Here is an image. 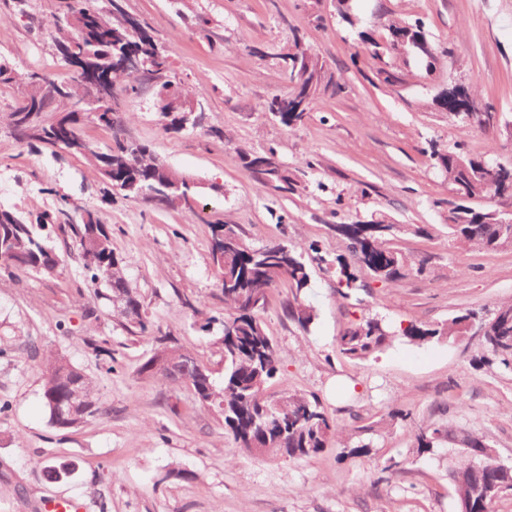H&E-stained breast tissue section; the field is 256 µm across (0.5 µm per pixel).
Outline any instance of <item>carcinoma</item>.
<instances>
[{
	"label": "carcinoma",
	"instance_id": "1",
	"mask_svg": "<svg viewBox=\"0 0 512 512\" xmlns=\"http://www.w3.org/2000/svg\"><path fill=\"white\" fill-rule=\"evenodd\" d=\"M112 15L107 18L86 7H78L64 0L53 17L50 30L57 56L70 68L67 80H57L45 70L19 73L0 62V85H16L21 98L10 119L23 111L24 125L18 129L20 140L32 149L52 148L87 160L98 172L103 183L114 194L131 200H150L168 209L178 206L176 194L197 198V184L173 171L150 146L128 142L117 135L121 129V115L117 106H107L94 113L95 120L112 131V147L101 153L81 134L84 116L72 110L74 100L85 94L84 83L94 79L105 85L119 84V91L138 93V75L124 73V64L133 56L148 60L143 73L155 82L158 90L170 85L159 81L171 71L169 56L161 51L153 28L144 20L128 14L121 0H111ZM386 43L381 44L368 31L359 32L362 41L373 47L372 58L384 60V55L396 51L397 44L416 47L426 40L424 25L392 20L387 25ZM291 52L277 54L282 68L288 71L292 87L274 96L268 110L288 128L302 124L313 111L316 102L324 96L342 93L341 83L334 73L298 37H293ZM59 82L60 96L45 99L30 84V79ZM458 95L439 93L433 104L437 109L461 117L470 128L488 129V125L471 121L468 113L459 108L473 100L468 87L456 85ZM156 109L165 120L166 130L183 131V118L171 114L162 106V97H156ZM238 161L257 185L269 191H286L292 185L288 169L270 149L264 153L238 152ZM430 158L448 179L460 203L448 210V235L457 247L465 250L494 251L512 238V224H496L493 212L503 199L512 200V168L494 165L482 158L471 157L456 149L431 150ZM485 201V206H473ZM45 223L32 224L12 210L0 209V271L30 270L52 274L60 266L61 257L40 234ZM69 230L80 246L82 269L89 282L104 289L103 296L112 302L113 310L138 328L139 333L153 332L141 315L143 304L128 287L122 261L112 248V228L102 223L91 210L81 213L78 222ZM336 236L346 242L351 260L339 257L340 283L344 284L342 298L358 288L359 279L381 282L397 287L411 273L422 275L428 259L411 260L393 246L397 226L381 221L335 224ZM211 261L224 295L225 315L222 344L224 347V376L216 382L191 353L183 350L169 336H157V351L165 354V362L155 364L148 356L138 372L161 381L177 378L193 380L196 400L219 409L224 418V430L240 448H259L261 455L300 459L316 455L338 436L336 425L320 409L316 398L284 392L277 399L264 395V388L278 373L277 350L268 336L260 313L264 311L268 295L277 284L288 281L293 299L284 303L288 318L302 328L312 322L310 308L298 302L310 284V267L302 254L286 240L269 241L251 248L244 243L238 228L228 224L211 225ZM472 315L451 318L434 327L422 322H411L405 327L390 330L377 317L359 318L337 340L339 353L353 361L377 357L393 338L400 336L421 344L435 338L455 339L468 330ZM484 344L492 360L506 367L512 366V302L496 306L490 316L481 321ZM84 394V402L73 407L74 390ZM44 403L50 423L58 429L79 426L101 413L95 398L93 379L65 358L54 356L43 388ZM417 448L431 451L452 444L466 456L480 454L490 447L484 435L475 430L455 429L448 424L420 426L415 433ZM456 501L469 505L470 512H493L495 499L486 497V484L501 488L497 497L512 495V465L504 467L493 458H485L484 465L475 470H462L455 462L448 466Z\"/></svg>",
	"mask_w": 512,
	"mask_h": 512
}]
</instances>
